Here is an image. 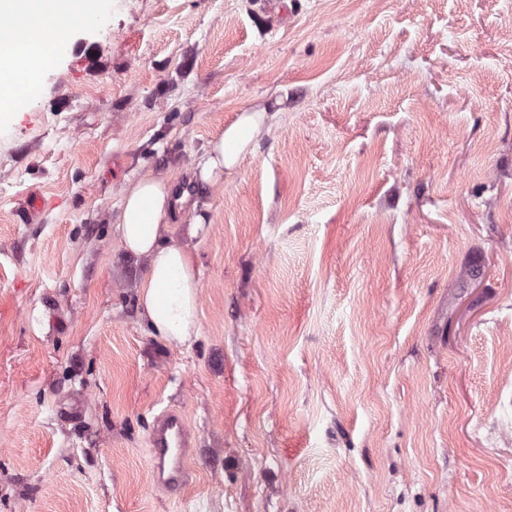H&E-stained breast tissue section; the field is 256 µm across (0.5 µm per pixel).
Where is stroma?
<instances>
[{
  "mask_svg": "<svg viewBox=\"0 0 512 512\" xmlns=\"http://www.w3.org/2000/svg\"><path fill=\"white\" fill-rule=\"evenodd\" d=\"M63 37L0 132V512H512V0H110ZM149 175L211 226L188 346L118 245ZM267 119L268 115L263 111L241 113L232 125L205 147L195 165L197 179L209 185L218 183L224 177V169H234ZM159 489L171 494L186 482V448L190 437L182 415L163 410L155 418L149 438Z\"/></svg>",
  "mask_w": 512,
  "mask_h": 512,
  "instance_id": "obj_1",
  "label": "stroma"
}]
</instances>
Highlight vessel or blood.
Here are the masks:
<instances>
[{
    "label": "vessel or blood",
    "mask_w": 512,
    "mask_h": 512,
    "mask_svg": "<svg viewBox=\"0 0 512 512\" xmlns=\"http://www.w3.org/2000/svg\"><path fill=\"white\" fill-rule=\"evenodd\" d=\"M149 442L157 485L161 491L172 493L186 479L185 457L190 437L182 415L170 409L161 411L154 419Z\"/></svg>",
    "instance_id": "obj_1"
}]
</instances>
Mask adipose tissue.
I'll return each instance as SVG.
<instances>
[{
	"mask_svg": "<svg viewBox=\"0 0 512 512\" xmlns=\"http://www.w3.org/2000/svg\"><path fill=\"white\" fill-rule=\"evenodd\" d=\"M49 29L28 13L11 14L9 27H0V72L14 75L9 85L0 87V128L6 127L14 103L34 92L44 71L60 56L61 40L36 41ZM266 119L263 111L241 113L205 147L195 165L197 179L218 183L225 171L234 169ZM182 204L169 180L145 176L126 186L118 219L121 248L147 261L138 285L141 315L157 336L178 345L200 334L199 279L188 243L209 232L198 217L186 228V242L170 240Z\"/></svg>",
	"mask_w": 512,
	"mask_h": 512,
	"instance_id": "adipose-tissue-1",
	"label": "adipose tissue"
}]
</instances>
